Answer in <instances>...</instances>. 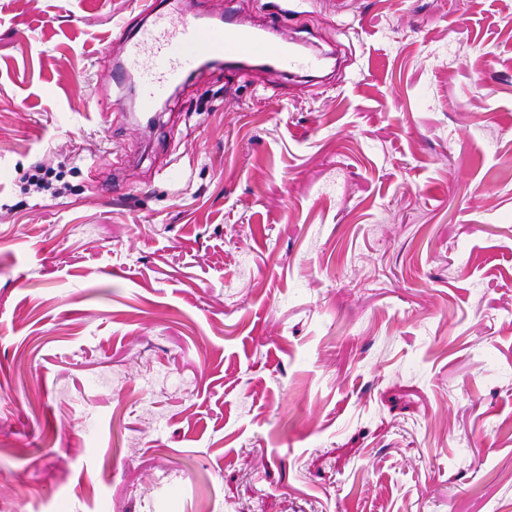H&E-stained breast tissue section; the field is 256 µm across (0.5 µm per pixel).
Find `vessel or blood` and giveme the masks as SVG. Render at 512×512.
Masks as SVG:
<instances>
[{
  "label": "vessel or blood",
  "mask_w": 512,
  "mask_h": 512,
  "mask_svg": "<svg viewBox=\"0 0 512 512\" xmlns=\"http://www.w3.org/2000/svg\"><path fill=\"white\" fill-rule=\"evenodd\" d=\"M124 57L110 78L123 86L135 82L140 112H154L171 90L179 88L205 63H220L231 74H246L251 63L276 65L282 72L315 68L312 57L296 52L294 40L281 29L259 32L237 15L183 12L179 19L155 20L137 34H120Z\"/></svg>",
  "instance_id": "b4317fda"
}]
</instances>
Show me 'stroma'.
I'll return each instance as SVG.
<instances>
[{
  "label": "stroma",
  "instance_id": "stroma-1",
  "mask_svg": "<svg viewBox=\"0 0 512 512\" xmlns=\"http://www.w3.org/2000/svg\"><path fill=\"white\" fill-rule=\"evenodd\" d=\"M142 22L0 0V512H512V0H290L158 141Z\"/></svg>",
  "mask_w": 512,
  "mask_h": 512
}]
</instances>
